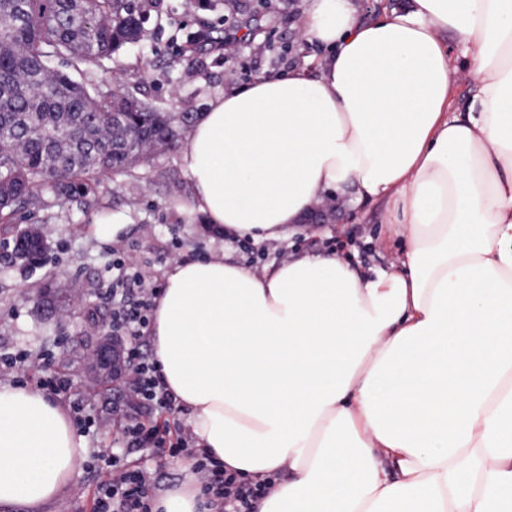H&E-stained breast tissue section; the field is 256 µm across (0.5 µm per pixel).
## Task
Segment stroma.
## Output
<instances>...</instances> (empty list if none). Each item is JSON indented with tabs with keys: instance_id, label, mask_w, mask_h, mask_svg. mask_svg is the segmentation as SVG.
<instances>
[{
	"instance_id": "stroma-1",
	"label": "stroma",
	"mask_w": 512,
	"mask_h": 512,
	"mask_svg": "<svg viewBox=\"0 0 512 512\" xmlns=\"http://www.w3.org/2000/svg\"><path fill=\"white\" fill-rule=\"evenodd\" d=\"M301 2L144 0L147 20L138 44L90 70L69 68L61 60L53 66L90 93L118 89L158 111L197 116L230 86L288 71L315 56L314 47L299 39ZM232 19L248 30L232 55L190 42V35L201 30L223 36L225 21ZM190 199L180 149H157L126 172L101 176L89 211L73 206L36 212L32 222L50 245L40 267L0 258V353L42 356L39 369L26 373L30 387L41 375L67 370L98 421L99 442L113 448L124 445L126 418L113 412L112 397L100 394L99 382L86 377L89 338L101 325L89 311L111 312L107 285L113 245L124 246L147 276L158 281L174 262L221 248L209 225L188 223L184 208ZM385 208L380 201L353 210L339 196L316 209L309 224L331 227L329 247L357 250L363 264L386 268L397 263L402 243L386 237ZM106 215L115 230L110 241L95 232ZM94 490L90 470H82L42 512H91Z\"/></svg>"
}]
</instances>
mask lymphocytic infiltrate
I'll return each mask as SVG.
<instances>
[{"instance_id": "1", "label": "lymphocytic infiltrate", "mask_w": 512, "mask_h": 512, "mask_svg": "<svg viewBox=\"0 0 512 512\" xmlns=\"http://www.w3.org/2000/svg\"><path fill=\"white\" fill-rule=\"evenodd\" d=\"M109 293L112 312L108 328L122 340L123 358L131 367L126 380L130 411L124 428L125 448L120 451L96 448L91 452L90 468L96 474L94 512H153L152 500L158 489L153 474L145 469L128 467L124 459L152 446H164L159 428L146 425L140 416L145 412L169 411L174 407V399L155 362L142 351L161 290L156 282L145 278L124 251L116 248L112 251ZM37 386L69 402L81 433L90 434L96 427L95 417L86 413L69 376L55 372L40 378ZM167 449L170 456L192 459V474L196 482L221 512H253L256 502L268 492L266 481H246L225 471L222 462L198 448L192 435L181 437Z\"/></svg>"}]
</instances>
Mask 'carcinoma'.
Here are the masks:
<instances>
[{
  "label": "carcinoma",
  "instance_id": "carcinoma-1",
  "mask_svg": "<svg viewBox=\"0 0 512 512\" xmlns=\"http://www.w3.org/2000/svg\"><path fill=\"white\" fill-rule=\"evenodd\" d=\"M140 0H0V235L30 259L19 212L95 203L102 173L131 168L154 145L174 146L187 117L109 90L97 96L51 69H89L139 40Z\"/></svg>",
  "mask_w": 512,
  "mask_h": 512
}]
</instances>
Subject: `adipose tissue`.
Instances as JSON below:
<instances>
[{
	"label": "adipose tissue",
	"instance_id": "obj_1",
	"mask_svg": "<svg viewBox=\"0 0 512 512\" xmlns=\"http://www.w3.org/2000/svg\"><path fill=\"white\" fill-rule=\"evenodd\" d=\"M301 36L316 72L234 86L185 136L187 218L273 243L336 192L383 199L400 267L175 264L153 358L198 446L271 481L255 512H512V0H304ZM86 458L60 402L0 385V505L35 512ZM153 507L216 512L189 480Z\"/></svg>",
	"mask_w": 512,
	"mask_h": 512
}]
</instances>
